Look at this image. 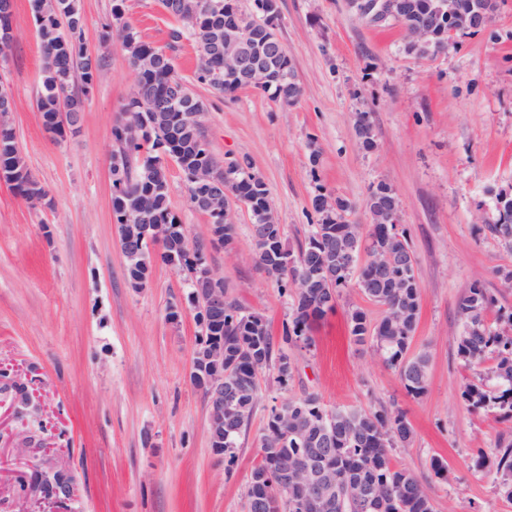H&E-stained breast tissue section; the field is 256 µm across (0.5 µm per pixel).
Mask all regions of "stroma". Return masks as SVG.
I'll return each mask as SVG.
<instances>
[{"label": "stroma", "instance_id": "1", "mask_svg": "<svg viewBox=\"0 0 512 512\" xmlns=\"http://www.w3.org/2000/svg\"><path fill=\"white\" fill-rule=\"evenodd\" d=\"M78 6L102 75L75 136L53 141L37 112L43 61L31 0H14V39L0 65L15 100L8 121L51 199L31 208L0 180V512L47 502L45 481L57 471L73 486L57 512H244L272 401L305 393L329 407L398 404L413 443L394 449L393 461L430 481L435 512H512L493 473L473 467L512 421L462 398L464 384L485 369L465 366L454 341L457 301L473 282L512 308L500 276L512 270V253L485 230L496 193L512 192V0H497L489 28L427 57L407 53L399 23L362 18L350 0H280L276 34L302 89L287 106L254 89L218 95L195 83L192 43L174 50L204 104L215 158L248 163L263 178L288 247L316 223V194L347 201L348 220L364 224L369 189L382 182L398 199L421 285L411 349L429 354L422 396L407 395L396 371L353 342L348 311L374 322L382 309L346 289L315 325L313 347L290 349L291 378L282 384L276 370L261 374L230 467L210 446L206 401L190 378L199 327L187 272L158 260L144 287L127 276L109 166L112 126L135 76L105 28L112 0ZM125 19L140 40L162 48L175 25L160 0H125ZM360 112L371 115L370 152L355 135ZM168 181L172 210L191 239L205 242L209 219L191 207L176 164ZM233 221V247L207 246L206 261L223 276L227 297L280 336L292 300L260 267L244 206L234 205ZM434 457L447 467L446 482L430 479Z\"/></svg>", "mask_w": 512, "mask_h": 512}]
</instances>
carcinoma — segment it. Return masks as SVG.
<instances>
[{
  "instance_id": "cac0c4a2",
  "label": "carcinoma",
  "mask_w": 512,
  "mask_h": 512,
  "mask_svg": "<svg viewBox=\"0 0 512 512\" xmlns=\"http://www.w3.org/2000/svg\"><path fill=\"white\" fill-rule=\"evenodd\" d=\"M229 11L215 16L203 13L195 19L183 15L172 0H161L167 13L179 22L171 29L169 49L187 39L195 44L198 63L196 81L219 94H232L247 87L224 76L222 62L213 54L210 41L213 29L226 24L230 16L249 27V37L268 70L266 80L255 89L282 100V86L288 77L295 76L291 59L284 54L271 57L264 51V42L275 35L262 10L263 0H254L255 13H242L236 0H222ZM440 0H407L405 16L400 19L411 39L429 11ZM57 12L38 23L37 31L44 58V79L37 97V110L44 123L64 129L56 118L61 112L81 116L89 89L100 76L99 60H90L84 43V19L77 0H56ZM122 46L131 65L146 54H152L153 66L139 72L131 98L123 106L126 114L142 112H172L168 96L173 88L185 83L178 73L168 49H161L140 40L128 24ZM356 136L361 146L374 148L373 129L369 113L360 112L355 121ZM115 143L113 154L123 161L110 164L112 174V210L119 224L129 219L140 224H166L172 244L182 242L186 228L170 208L169 182L164 158L181 163L197 157L219 169L212 151L200 147L204 138L201 127L172 130L171 140L164 148L150 134L131 140L119 123L112 127ZM0 162L8 167L12 188L23 200L39 198L43 187L30 173L25 157L16 142L8 121L0 123ZM232 196L242 202L253 224L267 220L271 206L270 190L260 180L240 170L234 173L230 187ZM318 214L317 223L297 251H287L291 266L277 280L283 291H292L293 305L288 321L283 325L280 342H274L262 317L245 313L233 302L227 303L224 322L213 329L214 339L224 340V372L226 381L237 383L243 394L239 409L224 413V428L233 429V447L224 449V457L233 461L235 446L247 427L256 407L259 377L273 367L284 383L292 373L282 374V367L291 364L288 348L311 347L314 325L335 309L337 297L346 288H359L364 295L383 309L382 317L372 323L366 314L355 309L350 313V333L359 345H368L395 370L407 394L419 396L427 388L428 354L410 353L411 343L420 310L421 286L415 265L390 261L388 253L396 249L412 251L402 224H376L367 233L346 220L347 203L336 198V212L323 210L312 200ZM487 231L505 248L512 251V193L496 195V215L486 225ZM330 230L336 238L350 237L357 252L373 257L369 263H357L352 268L340 267L329 256L325 244L318 241L319 232ZM386 265L387 280L373 285L376 262ZM496 311L494 322L487 313ZM462 324L455 338L457 354L467 366L493 360L490 369L495 385L467 383L461 396L476 408L499 409L512 417V311L496 307V300L480 284L474 283L458 301ZM288 405V433L270 408L265 432L259 440L261 460L252 472L246 492V508L251 510L257 501L265 504L267 512H300L296 504L308 496L301 486L280 485L275 468L279 455L286 453L294 465H299L312 449H317L315 461L320 468L332 471L339 485L336 505L322 503L319 512H434L431 487L412 473L396 468L391 451L412 442L413 431L405 413L398 408L363 407L329 408L314 394L292 397ZM474 467L482 471L494 469L499 493L512 501V437L500 438L493 458L481 453ZM371 485L378 490L381 501L373 509L359 497V488Z\"/></svg>"
}]
</instances>
